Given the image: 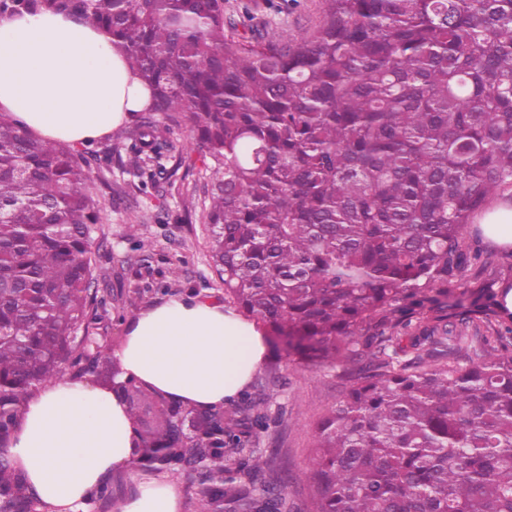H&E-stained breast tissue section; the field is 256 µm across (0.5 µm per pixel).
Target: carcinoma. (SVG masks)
Masks as SVG:
<instances>
[{
  "mask_svg": "<svg viewBox=\"0 0 512 512\" xmlns=\"http://www.w3.org/2000/svg\"><path fill=\"white\" fill-rule=\"evenodd\" d=\"M294 45L224 33V0H0L99 28L150 89L112 157L144 191L184 128L224 301L312 366L357 357L315 427L314 512H512V270L448 288L461 229L512 192V0H322ZM100 151L0 113V512L46 504L9 448L63 374L126 406L146 469L191 472L205 512H297L259 391L199 409L122 374L91 286ZM87 507L120 509L105 479Z\"/></svg>",
  "mask_w": 512,
  "mask_h": 512,
  "instance_id": "1",
  "label": "carcinoma"
}]
</instances>
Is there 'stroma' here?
<instances>
[{
    "instance_id": "1",
    "label": "stroma",
    "mask_w": 512,
    "mask_h": 512,
    "mask_svg": "<svg viewBox=\"0 0 512 512\" xmlns=\"http://www.w3.org/2000/svg\"><path fill=\"white\" fill-rule=\"evenodd\" d=\"M322 16V0H224V17L232 22V36H263L276 33L295 40L310 34ZM110 188L98 195L102 222L96 234L94 284L106 301L101 321L107 344L117 348L127 334L126 319L161 302L157 285H165L174 296L185 293L223 300L224 286L209 265L208 232L197 214H185L184 193L203 194L210 173L203 167L188 177H173L157 188L141 193L131 178L117 166H109ZM481 214L464 226L465 245L480 244L492 262L449 278L454 290L497 287L499 271L512 267V248L487 238ZM130 224L140 225L142 238L151 240L146 249L134 248L126 235ZM361 360L343 365L311 369L290 362L286 353L269 349L264 364L253 376L248 392L257 385L274 391L271 413L281 414L263 447L275 448L289 473L288 498L298 512H312L313 484L309 462L315 446L314 427L338 402L349 373L364 368Z\"/></svg>"
}]
</instances>
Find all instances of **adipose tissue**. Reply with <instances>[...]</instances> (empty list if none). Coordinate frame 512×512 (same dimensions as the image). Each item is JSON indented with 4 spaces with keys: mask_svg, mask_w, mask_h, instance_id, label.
<instances>
[{
    "mask_svg": "<svg viewBox=\"0 0 512 512\" xmlns=\"http://www.w3.org/2000/svg\"><path fill=\"white\" fill-rule=\"evenodd\" d=\"M149 102V90L101 30L51 13L0 20V110L37 136L85 144ZM114 358L124 377L210 408L241 396L266 345L254 322L236 312L177 297L130 320ZM133 437L115 395L64 376L30 398L9 453L51 512H80L103 479L122 471L137 487L122 512H181L174 485L136 469Z\"/></svg>",
    "mask_w": 512,
    "mask_h": 512,
    "instance_id": "obj_1",
    "label": "adipose tissue"
}]
</instances>
